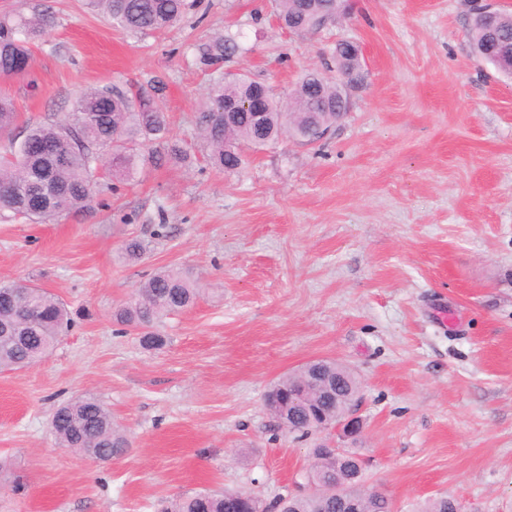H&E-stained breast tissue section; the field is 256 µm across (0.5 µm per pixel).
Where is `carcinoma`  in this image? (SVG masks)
I'll list each match as a JSON object with an SVG mask.
<instances>
[{
  "instance_id": "cac0c4a2",
  "label": "carcinoma",
  "mask_w": 512,
  "mask_h": 512,
  "mask_svg": "<svg viewBox=\"0 0 512 512\" xmlns=\"http://www.w3.org/2000/svg\"><path fill=\"white\" fill-rule=\"evenodd\" d=\"M120 28L144 35L165 31L181 20L193 3L190 0H90ZM350 4L346 0H275L276 16L295 33H318ZM50 24V16L21 12L0 16V75L25 80L30 76L31 43ZM500 38L512 45V13L500 12L494 19ZM468 37L480 56L490 54L491 39L485 20L472 19ZM237 49L230 36L208 44L202 58L213 64ZM339 72L349 82L362 81L356 50L344 43L336 46ZM164 81L154 80V94L140 93L133 99L120 86H103L82 94L73 111L53 123H36L19 145L0 155V206L32 223L47 224L63 214L87 206L101 192L96 177L98 164L118 181H132L147 164L185 165L190 153L168 140L165 103L159 97ZM260 83L241 74L222 73L209 85L204 105L197 112L196 125L208 149V161L219 171L236 172L245 164V150L258 149L290 133L303 138L310 127L329 128L343 117L345 106L337 95V85L310 72L299 78L289 95L287 107L279 95L269 94L260 106L261 120L253 111H240L224 125V104L240 105L254 101ZM17 118L14 99L0 93V134L9 133ZM74 128L83 138L82 146L68 152L67 163L55 167L51 150L58 146L64 130ZM149 143L155 149L148 155L137 146ZM200 288L191 274L163 269L144 281L131 299L113 313L114 320L140 333L149 349H159L166 338L155 331L164 316L192 307ZM71 325L66 305L42 288L23 283L0 286V371L29 367L45 358ZM323 370L328 382L325 392L310 396L288 417L286 432L301 438L316 435L326 422L336 421L343 406L354 400L361 381L348 366L329 359L306 363L300 373L287 374L271 385V395L279 397L288 387ZM52 432L60 447L86 458H119L130 450V441L115 423L105 403L93 394L83 395L60 405L55 411ZM357 455L312 449L316 474L321 479L346 478L344 460ZM245 498L246 508L256 494L251 491H198L179 494L164 502L161 512H230L234 494ZM279 512H336V504L317 494L282 498Z\"/></svg>"
}]
</instances>
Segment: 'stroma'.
<instances>
[{
  "label": "stroma",
  "mask_w": 512,
  "mask_h": 512,
  "mask_svg": "<svg viewBox=\"0 0 512 512\" xmlns=\"http://www.w3.org/2000/svg\"><path fill=\"white\" fill-rule=\"evenodd\" d=\"M328 29H281L272 0H198L165 33L114 25L86 0L50 6L30 82L0 77L19 119L51 123L82 92L162 77L170 134L197 158L146 167L53 224L0 208V284L64 301L73 325L40 362L0 371V512H158L201 490L297 492L313 440L273 431L268 388L316 358L362 381L367 487L418 512L448 497L512 512V76L478 58L469 0H352ZM239 50L202 64L213 36ZM363 80L314 145L285 137L236 173L208 166L194 115L217 71L284 95L308 71L337 78L336 44ZM164 237H156L157 225ZM148 242L136 261L121 250ZM202 294L144 348L112 314L160 269ZM102 398L131 451L93 463L60 448L57 406Z\"/></svg>",
  "instance_id": "1"
}]
</instances>
